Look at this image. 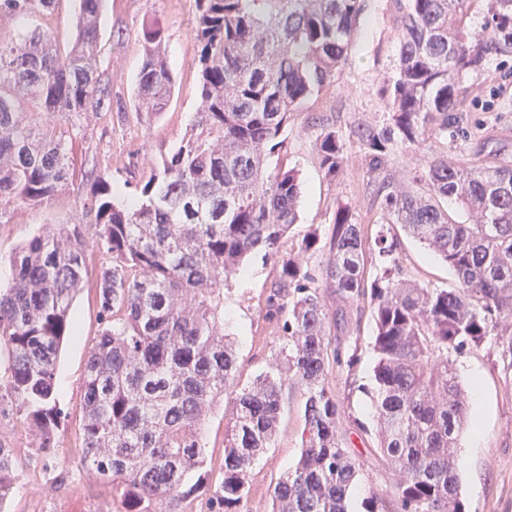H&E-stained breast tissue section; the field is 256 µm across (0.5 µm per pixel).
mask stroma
<instances>
[{
    "instance_id": "stroma-1",
    "label": "stroma",
    "mask_w": 512,
    "mask_h": 512,
    "mask_svg": "<svg viewBox=\"0 0 512 512\" xmlns=\"http://www.w3.org/2000/svg\"><path fill=\"white\" fill-rule=\"evenodd\" d=\"M154 18L164 30L167 58L176 79L174 95L156 121L143 122L135 106V89L142 64L143 18ZM196 14L193 0H104L98 47L112 96L72 138L71 178L64 192L45 207L22 205L0 218V288L12 280V259L34 235L69 223L75 207L90 189L88 174L112 186L116 203H136L159 154L180 144L199 105V84L191 62ZM399 50V12L395 0H366L355 46L340 69L336 84L295 113L285 129L287 151L282 159L300 175L299 219L289 241L297 243L310 231L320 235V249L309 267L324 278L329 239L338 205L350 206L365 232L375 234L382 222V200L373 190L375 175L351 131L363 123L384 128L388 108L381 89L395 72ZM512 55L492 56L482 69L458 84L460 122L434 151L462 160L492 162L495 155H512ZM334 123L345 139V162L336 180H328L313 149V115ZM405 273L422 284L451 288L456 276L441 260L410 237L400 239ZM277 258L258 253L248 258L243 273L224 290V326L237 338V376L246 385L274 358L283 342V315H270L267 299L278 278ZM349 321L341 343V364L332 365L329 387L342 403V436L348 450L364 464L362 484L381 495H392L396 474L379 454L372 436L361 425H372L367 395L373 376V319L365 301L346 304ZM76 333L63 344L57 362V392L66 417L59 429L57 455L29 448L23 430L11 418L0 419V430L13 432L16 481L13 493L0 501V512H119L109 486L98 483L80 462L81 403L85 364L98 331L95 290L84 284L72 303ZM461 381L471 391L472 415L479 417L482 436L464 434L460 456L461 493L466 512H512V340L491 336L470 353L458 357ZM305 390L286 386L274 443L260 456L250 474L242 512H270L272 489L295 465L301 453ZM230 401L220 402L206 420L209 478L197 493L191 512H211L210 497L221 481L224 422Z\"/></svg>"
}]
</instances>
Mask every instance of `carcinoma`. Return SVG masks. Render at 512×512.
I'll use <instances>...</instances> for the list:
<instances>
[{
  "instance_id": "1",
  "label": "carcinoma",
  "mask_w": 512,
  "mask_h": 512,
  "mask_svg": "<svg viewBox=\"0 0 512 512\" xmlns=\"http://www.w3.org/2000/svg\"><path fill=\"white\" fill-rule=\"evenodd\" d=\"M59 0H0L19 21L0 39V218L15 204L40 206L66 188V144L110 98L97 46L102 0H79L76 35L62 45L52 30L28 31ZM199 82L195 121L139 187V202L119 206L110 184L94 188L73 223L33 237L0 289V416L9 408L36 452L53 453L65 417L57 359L75 329L71 306L87 275V246L103 254L95 276L98 333L83 381L81 455L88 472L112 487L121 512H188L207 484L201 429L226 397L223 478L215 512H240L251 469L277 430L282 391L305 387L302 450L275 484L271 512H350L363 464L343 446L341 409L329 388L339 361L323 293L308 260L320 238L305 235L279 257L270 306L288 310L285 343L246 386L233 388L234 341L224 333L223 289L257 252H279L298 221V172L272 155L287 147L288 119L322 91L352 51L365 0H194ZM399 51L385 90L388 126L351 134L380 167L400 143L448 138L459 79L487 56L512 53V0H397ZM482 8L481 33L467 29ZM162 30L143 25V64L135 103L150 122L175 90ZM313 148L326 177L344 164L342 134L313 117ZM383 225L398 224L457 279L454 288L406 279L399 242L379 230L366 276L367 240L351 208L337 209L325 268L342 301L370 299L375 324L377 448L397 472L393 497L368 490L364 512H466L460 493L459 439L468 391L454 357L489 336L512 335V156L491 166L434 156L403 184L385 176ZM454 200L467 220L444 203ZM198 473L188 486V474ZM15 481L12 443L0 434V503Z\"/></svg>"
}]
</instances>
